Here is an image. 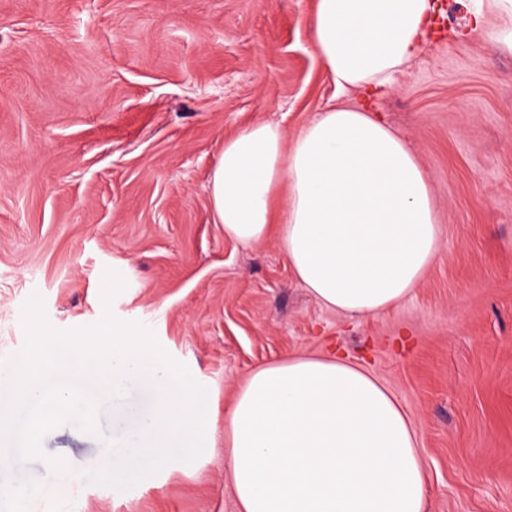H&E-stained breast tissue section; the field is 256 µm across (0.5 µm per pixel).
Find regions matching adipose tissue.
Segmentation results:
<instances>
[{
	"mask_svg": "<svg viewBox=\"0 0 512 512\" xmlns=\"http://www.w3.org/2000/svg\"><path fill=\"white\" fill-rule=\"evenodd\" d=\"M433 0H315L313 48L336 88H393L426 42ZM474 28L512 52V0H476ZM216 223L243 244L276 235L323 306L362 318L407 298L440 259L432 183L372 113L332 106L294 132L258 123L224 142ZM238 512H426L416 433L393 394L338 357L253 370L224 412Z\"/></svg>",
	"mask_w": 512,
	"mask_h": 512,
	"instance_id": "obj_1",
	"label": "adipose tissue"
}]
</instances>
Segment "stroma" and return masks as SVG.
Returning <instances> with one entry per match:
<instances>
[{"instance_id":"stroma-1","label":"stroma","mask_w":512,"mask_h":512,"mask_svg":"<svg viewBox=\"0 0 512 512\" xmlns=\"http://www.w3.org/2000/svg\"><path fill=\"white\" fill-rule=\"evenodd\" d=\"M428 41L376 111L428 173L440 260L379 315L350 319L295 279L275 239L214 221L225 139L295 131L337 93L311 42L314 0H0V359L23 303L59 329L113 314L151 328L207 391L204 450L133 488L87 482L107 441L134 443L159 375L96 390L101 437L66 423L0 481V512H237L224 409L254 368L338 350L395 396L417 433L427 512H512V54L435 0ZM72 468L50 475L48 458Z\"/></svg>"}]
</instances>
